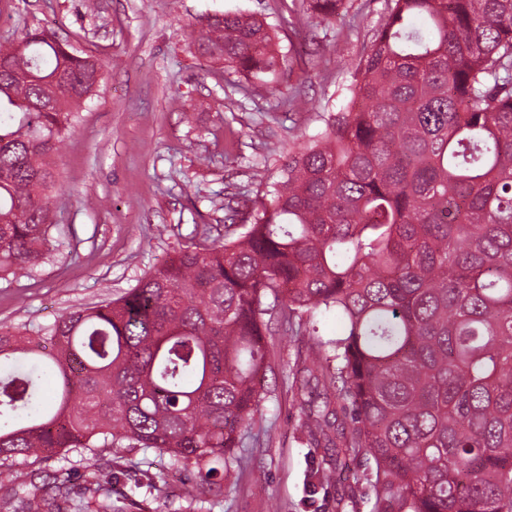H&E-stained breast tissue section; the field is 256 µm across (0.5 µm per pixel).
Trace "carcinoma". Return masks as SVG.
<instances>
[{
    "instance_id": "obj_1",
    "label": "carcinoma",
    "mask_w": 512,
    "mask_h": 512,
    "mask_svg": "<svg viewBox=\"0 0 512 512\" xmlns=\"http://www.w3.org/2000/svg\"><path fill=\"white\" fill-rule=\"evenodd\" d=\"M345 2L306 10L329 24ZM189 49L245 78L285 65L243 13L201 20ZM351 71L346 105L261 177L251 209L226 204L223 243L35 336L0 328V512H141L138 492L166 494L137 482L116 505L110 463L78 487L13 471L110 447L192 466L188 512H213L271 369L274 313L309 337L308 445L373 463L371 512H512V0H389ZM101 76L44 28L0 44L1 277L52 252L53 156Z\"/></svg>"
}]
</instances>
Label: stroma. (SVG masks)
<instances>
[{
	"label": "stroma",
	"instance_id": "stroma-1",
	"mask_svg": "<svg viewBox=\"0 0 512 512\" xmlns=\"http://www.w3.org/2000/svg\"><path fill=\"white\" fill-rule=\"evenodd\" d=\"M0 0V42L28 30H57L97 57L105 78L82 109L56 156L65 185L53 200L58 245L31 277L0 279V324L37 331L88 304L116 298L170 255L224 239V205L247 211L260 166L277 175L300 133L316 134L319 115L335 110L350 84L346 60L368 50L387 14L386 0H351L336 23L309 30L303 54L314 61L281 70L272 83L243 80L195 57L189 33L199 19L224 11L255 13L287 53L300 18L299 0ZM346 39L336 42L337 32ZM301 96L302 109L287 107ZM271 372L244 437L249 461L215 512H370L369 464L348 462L328 480L315 470L324 449L307 447L300 406L288 390L305 355V337L275 320L267 338ZM126 473L148 471L171 495L149 512H183L191 491L184 468L136 448H104Z\"/></svg>",
	"mask_w": 512,
	"mask_h": 512
}]
</instances>
